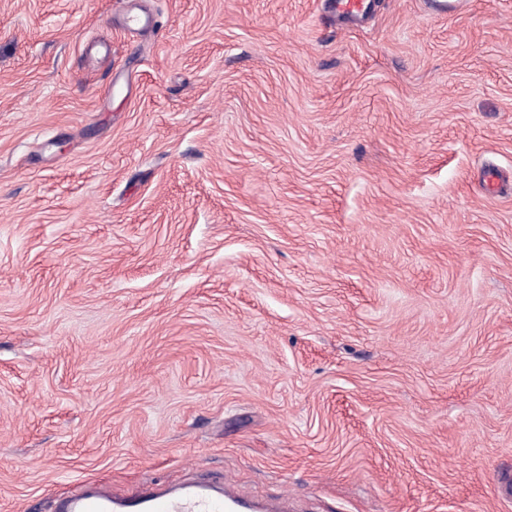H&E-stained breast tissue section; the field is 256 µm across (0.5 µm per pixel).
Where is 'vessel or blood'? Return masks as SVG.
<instances>
[{
	"mask_svg": "<svg viewBox=\"0 0 512 512\" xmlns=\"http://www.w3.org/2000/svg\"><path fill=\"white\" fill-rule=\"evenodd\" d=\"M56 512H288V500L263 502L246 497L228 479L148 487L130 496L91 483L60 498Z\"/></svg>",
	"mask_w": 512,
	"mask_h": 512,
	"instance_id": "b4317fda",
	"label": "vessel or blood"
}]
</instances>
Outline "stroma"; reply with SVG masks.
<instances>
[{"mask_svg": "<svg viewBox=\"0 0 512 512\" xmlns=\"http://www.w3.org/2000/svg\"><path fill=\"white\" fill-rule=\"evenodd\" d=\"M334 2L0 0V512H512V0ZM54 512H288V495L263 502L239 493L231 480L148 487L130 496L86 484L57 500Z\"/></svg>", "mask_w": 512, "mask_h": 512, "instance_id": "1", "label": "stroma"}]
</instances>
